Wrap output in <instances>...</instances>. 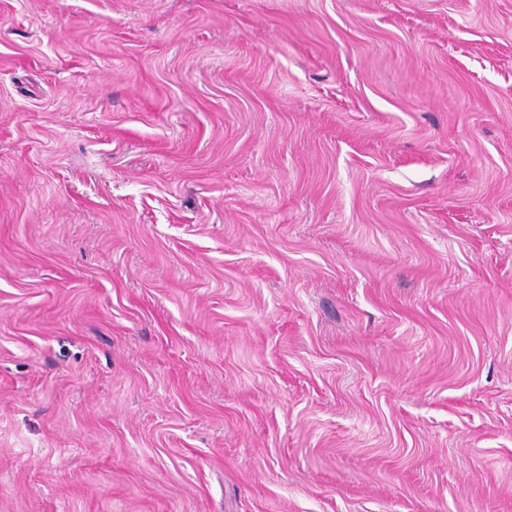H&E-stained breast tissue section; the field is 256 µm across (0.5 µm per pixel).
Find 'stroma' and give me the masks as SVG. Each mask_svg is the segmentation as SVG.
<instances>
[{
	"label": "stroma",
	"instance_id": "35a3bbf8",
	"mask_svg": "<svg viewBox=\"0 0 512 512\" xmlns=\"http://www.w3.org/2000/svg\"><path fill=\"white\" fill-rule=\"evenodd\" d=\"M0 512H512V0H0Z\"/></svg>",
	"mask_w": 512,
	"mask_h": 512
}]
</instances>
